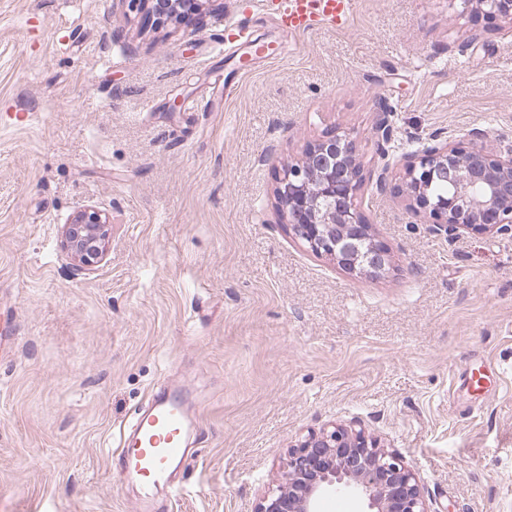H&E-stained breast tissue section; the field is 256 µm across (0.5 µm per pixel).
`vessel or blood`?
<instances>
[{"label":"vessel or blood","instance_id":"obj_1","mask_svg":"<svg viewBox=\"0 0 512 512\" xmlns=\"http://www.w3.org/2000/svg\"><path fill=\"white\" fill-rule=\"evenodd\" d=\"M281 27L295 34L330 24L343 25L351 0H270ZM192 426L182 402L176 398L154 399L148 410L131 423V445L117 451L120 470L140 483L145 491L166 482L174 464L188 456L187 434Z\"/></svg>","mask_w":512,"mask_h":512}]
</instances>
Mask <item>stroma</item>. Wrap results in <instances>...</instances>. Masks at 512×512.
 Returning a JSON list of instances; mask_svg holds the SVG:
<instances>
[{
    "label": "stroma",
    "mask_w": 512,
    "mask_h": 512,
    "mask_svg": "<svg viewBox=\"0 0 512 512\" xmlns=\"http://www.w3.org/2000/svg\"><path fill=\"white\" fill-rule=\"evenodd\" d=\"M141 22L0 0V512H137L109 450L167 386L199 429L164 512H252L291 446L352 420L438 512H512V237L448 239L367 188L391 270L355 277L274 194L331 129L380 169L382 97L393 159L512 138V23L461 0H352L306 35L258 0H212L187 35ZM90 204L112 244L87 271L59 240ZM377 113L373 133L378 145V150L385 159L388 157V151L385 145L389 144L392 140L394 129L389 120L390 114L386 106V101L383 98L380 99V106Z\"/></svg>",
    "instance_id": "1"
}]
</instances>
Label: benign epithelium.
I'll return each mask as SVG.
<instances>
[{
	"label": "benign epithelium",
	"instance_id": "benign-epithelium-1",
	"mask_svg": "<svg viewBox=\"0 0 512 512\" xmlns=\"http://www.w3.org/2000/svg\"><path fill=\"white\" fill-rule=\"evenodd\" d=\"M126 2L147 24L199 16L209 0ZM463 3L476 4L487 17L512 22V0ZM393 132L382 99L373 133L385 158ZM472 136L475 142L467 150L445 140L403 153L398 159L403 177L393 184L390 164L367 176L355 138L326 133L308 143L301 159L279 175L275 192L289 232L350 274L384 276L390 266L388 250L372 235L359 206V193L368 182L381 194L406 198L414 215L428 218L438 234L450 239L512 235V142L480 130ZM435 186L448 188V193L433 194ZM111 229L109 214L88 205L63 225L60 244L79 268L88 269L106 258ZM330 492L365 498L367 512H434L416 474L396 454L379 447L357 421L313 431L289 449L283 481L258 499L254 512H319L320 498Z\"/></svg>",
	"mask_w": 512,
	"mask_h": 512
}]
</instances>
